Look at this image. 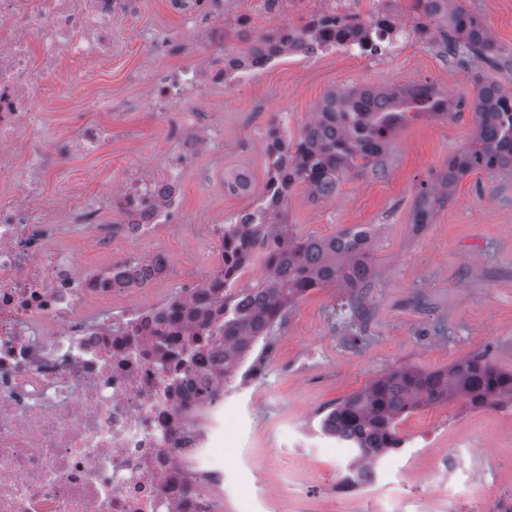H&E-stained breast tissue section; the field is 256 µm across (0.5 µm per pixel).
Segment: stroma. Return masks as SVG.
I'll return each instance as SVG.
<instances>
[{"mask_svg": "<svg viewBox=\"0 0 512 512\" xmlns=\"http://www.w3.org/2000/svg\"><path fill=\"white\" fill-rule=\"evenodd\" d=\"M460 3L482 20L503 55H512V0ZM149 30L181 41V53L155 54L140 39ZM442 50V36L432 29L399 40L386 57L289 54L242 84L209 86L198 105L212 113L222 144L187 164L178 227L131 246L115 244L133 258L157 247L168 251L177 275L158 284L157 298L201 286L209 274L210 225L227 223L265 192L272 125L287 121L289 137H296L326 93L350 87L430 84L457 107L445 120L411 119L393 140L384 176L344 179L327 198L302 186L289 194L288 221L297 235L371 225L377 285L365 293L363 322L350 315L347 289L309 292L288 312L260 370L238 386V401L260 412L226 472L240 484L262 486L265 495L257 501L225 493L224 512H496L501 499L512 498V404L472 409L455 400L411 413L398 426L401 448L388 456L391 479L368 492L338 482L346 459L335 444L313 445L336 402L398 366L434 371L483 354L512 373V173L476 172L432 224L419 230L412 222L421 186L473 137L465 103L474 76L506 77L477 57L464 68L449 64ZM207 52L188 39L170 0H141L113 24L110 58L65 62L61 78L79 70L91 94L47 90L36 137L49 143L84 120L111 127L112 136L97 154H72L42 174L45 204L63 213L84 197L120 191L128 169L154 170L169 135L165 120L146 109L110 112L105 103L143 94L142 79L153 68ZM240 170L250 178L249 193L227 192L225 175Z\"/></svg>", "mask_w": 512, "mask_h": 512, "instance_id": "obj_1", "label": "stroma"}]
</instances>
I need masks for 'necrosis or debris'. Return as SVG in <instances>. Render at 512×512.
Returning <instances> with one entry per match:
<instances>
[{"label":"necrosis or debris","instance_id":"4bbe7bcc","mask_svg":"<svg viewBox=\"0 0 512 512\" xmlns=\"http://www.w3.org/2000/svg\"><path fill=\"white\" fill-rule=\"evenodd\" d=\"M175 3L190 36L212 45L252 28L245 17L225 25L224 0ZM372 4L366 11L360 0H262L269 13L337 20L306 38L279 27L306 59L361 56L359 43L341 30L355 18L387 43L398 27L399 0ZM138 5L0 0V180L12 192L0 201V512H223L210 490L224 484V399L240 377L224 373L222 323L191 316L204 303L197 288L180 291L182 310L171 321L165 300L120 308L174 268L165 250L134 260L112 245L142 241L172 224L183 168L199 147L189 128L207 123L190 97L225 76L243 80L268 70L275 52L229 51L153 69L145 96L108 109L146 107L173 120V148L148 178H129L117 194L83 198L65 218L39 204L42 173L74 153L98 151L111 128L87 123L48 147L30 144L23 166L7 162L64 61L111 56L113 20ZM105 209L119 222L97 225ZM92 223L110 260L89 272L55 242Z\"/></svg>","mask_w":512,"mask_h":512}]
</instances>
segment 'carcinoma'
I'll return each mask as SVG.
<instances>
[{
	"mask_svg": "<svg viewBox=\"0 0 512 512\" xmlns=\"http://www.w3.org/2000/svg\"><path fill=\"white\" fill-rule=\"evenodd\" d=\"M415 30L436 27L446 52L464 65L472 56L490 64L500 49L483 22L462 7L441 12L427 0H413ZM475 133L469 144L448 157L434 185L422 188L413 203V224L421 228L452 198L459 183L478 170H512V89L498 79L474 78L470 101ZM448 99L429 84L387 88L354 87L328 92L295 140L272 137L267 149L266 193L257 206L259 224H227L233 264L261 260L271 276L250 284L264 303L243 315L235 313L231 295L215 298L224 313V371L249 359L257 345H269L288 310L308 292L328 285L352 288V312L363 315L364 291L376 287L371 262V232L348 227L328 237L298 236L287 224L288 194L304 185L314 196L336 191L349 176H381L397 131L412 116L446 119ZM461 397L471 408L512 403V373L483 356L462 358L449 368L423 371L413 366L393 369L336 404L321 428L333 437H347L355 446V461H371L399 448L397 425L421 406L445 404Z\"/></svg>",
	"mask_w": 512,
	"mask_h": 512,
	"instance_id": "obj_1",
	"label": "carcinoma"
}]
</instances>
